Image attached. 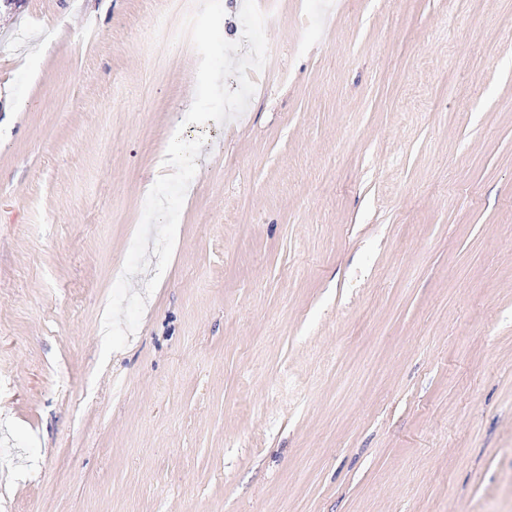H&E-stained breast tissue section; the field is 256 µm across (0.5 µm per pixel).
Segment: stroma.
Instances as JSON below:
<instances>
[{"label": "stroma", "mask_w": 512, "mask_h": 512, "mask_svg": "<svg viewBox=\"0 0 512 512\" xmlns=\"http://www.w3.org/2000/svg\"><path fill=\"white\" fill-rule=\"evenodd\" d=\"M258 3L255 94L203 126L193 0L0 9V512H512V0Z\"/></svg>", "instance_id": "obj_1"}]
</instances>
